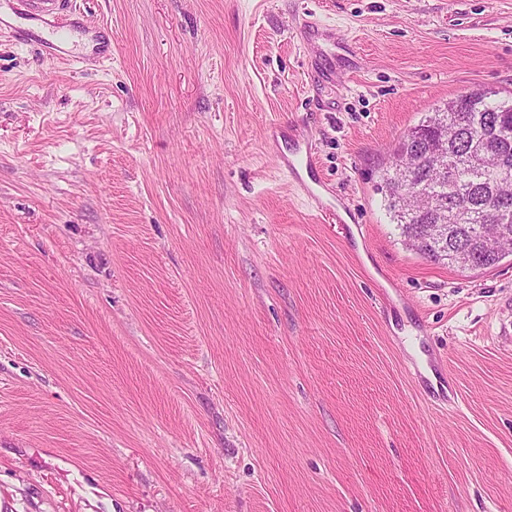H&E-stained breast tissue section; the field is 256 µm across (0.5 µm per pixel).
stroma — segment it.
Segmentation results:
<instances>
[{
    "instance_id": "1",
    "label": "stroma",
    "mask_w": 512,
    "mask_h": 512,
    "mask_svg": "<svg viewBox=\"0 0 512 512\" xmlns=\"http://www.w3.org/2000/svg\"><path fill=\"white\" fill-rule=\"evenodd\" d=\"M77 6L76 68L0 0V512H512V256L430 261L378 189L512 93V0ZM315 168L316 160L312 153L310 152V150L307 147H305V149L303 150V147L300 144H298L297 148L292 154L291 160L288 163V174L291 180L297 185H299L302 188V190L307 193V196L315 202L318 209L325 213L327 211L331 212V209L323 204V202L320 200V197L314 193V191L309 187V185L305 181L304 171L311 178V170Z\"/></svg>"
}]
</instances>
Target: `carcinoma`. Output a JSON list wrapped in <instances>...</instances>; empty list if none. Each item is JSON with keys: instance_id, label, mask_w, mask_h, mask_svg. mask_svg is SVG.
I'll return each instance as SVG.
<instances>
[{"instance_id": "cac0c4a2", "label": "carcinoma", "mask_w": 512, "mask_h": 512, "mask_svg": "<svg viewBox=\"0 0 512 512\" xmlns=\"http://www.w3.org/2000/svg\"><path fill=\"white\" fill-rule=\"evenodd\" d=\"M442 148L448 172L455 174V189L441 181V173L424 154L427 147ZM406 155L419 159L413 172L426 180L435 195L447 200V250L422 245L426 226L438 223L436 213L409 212L400 192L404 171L399 161ZM512 179V96L497 97L494 91L472 90L436 108L420 124L409 129L392 150L391 162L382 180L387 209L399 224L406 244L422 256L462 268L487 269L497 265L509 251L484 236L488 224H496L512 236V203L499 208L494 199L498 182Z\"/></svg>"}]
</instances>
